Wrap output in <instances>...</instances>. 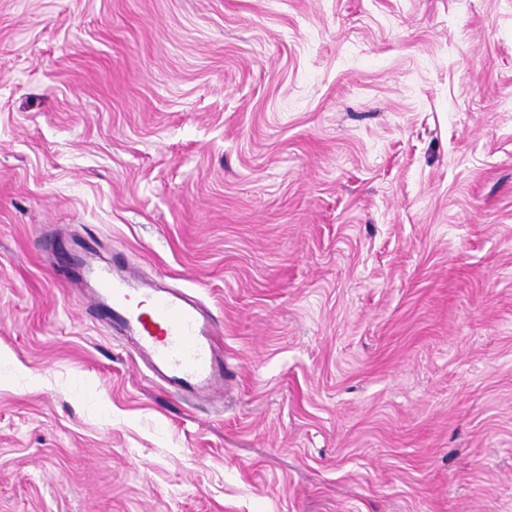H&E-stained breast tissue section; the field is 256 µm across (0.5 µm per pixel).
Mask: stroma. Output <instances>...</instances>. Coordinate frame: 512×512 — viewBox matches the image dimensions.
I'll use <instances>...</instances> for the list:
<instances>
[{
  "instance_id": "stroma-1",
  "label": "stroma",
  "mask_w": 512,
  "mask_h": 512,
  "mask_svg": "<svg viewBox=\"0 0 512 512\" xmlns=\"http://www.w3.org/2000/svg\"><path fill=\"white\" fill-rule=\"evenodd\" d=\"M83 239L211 308L223 399ZM0 512H512V0H0ZM75 273L89 286L90 311L105 309L129 334L147 369L170 390L196 400L224 395V352L214 344L213 316L197 297L162 280L144 279L139 267L119 257L99 264L92 251L84 253ZM145 302L148 308L141 310Z\"/></svg>"
}]
</instances>
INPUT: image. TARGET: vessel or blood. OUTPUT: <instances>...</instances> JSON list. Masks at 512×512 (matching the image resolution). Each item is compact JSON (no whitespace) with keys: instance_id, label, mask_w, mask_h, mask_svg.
<instances>
[{"instance_id":"1","label":"vessel or blood","mask_w":512,"mask_h":512,"mask_svg":"<svg viewBox=\"0 0 512 512\" xmlns=\"http://www.w3.org/2000/svg\"><path fill=\"white\" fill-rule=\"evenodd\" d=\"M75 271L89 286V307L105 309L125 330L138 357L170 390L197 400L224 393V353L214 344L210 310L186 291L144 279L139 267L116 258L98 263L85 252Z\"/></svg>"}]
</instances>
